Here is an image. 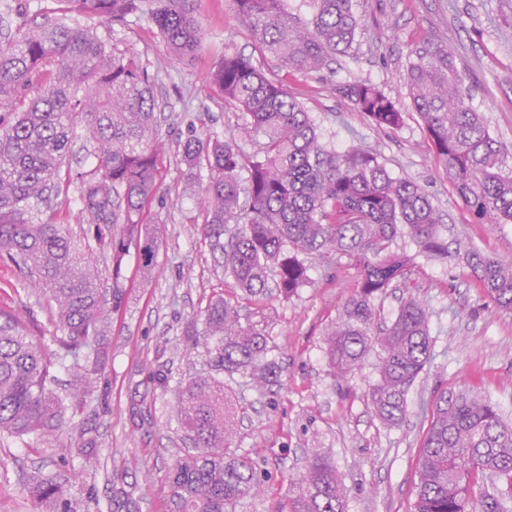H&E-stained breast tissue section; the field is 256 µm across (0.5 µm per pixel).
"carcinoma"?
<instances>
[{
  "label": "carcinoma",
  "mask_w": 512,
  "mask_h": 512,
  "mask_svg": "<svg viewBox=\"0 0 512 512\" xmlns=\"http://www.w3.org/2000/svg\"><path fill=\"white\" fill-rule=\"evenodd\" d=\"M151 20L175 56L197 53L201 31L188 0H156ZM53 24H16L0 42V259L17 265L29 283L56 305L51 357L22 322L0 323V440L34 437L50 446L67 413L90 404L105 385L112 360L111 314L121 308L123 268L135 250L144 276L156 267L160 231L140 222L155 198L158 75L121 51L80 17L122 23L142 0H53ZM239 20L270 56L297 72L327 68L351 49L360 25L354 0H309L312 15L288 11V0H233ZM224 100L246 117L259 137L245 154L232 139L191 123L180 144L187 186L203 188L205 236L224 255V276L241 298L262 305L289 297L311 282L308 256H346L360 269L336 325L327 333L326 356L335 384L347 382L376 353L378 379L367 402L385 425L406 417L407 392L432 357L429 307L410 294L391 324L379 325L388 289L405 283L412 259L393 251L409 236L427 258L448 257L442 216L416 182L392 174L375 149L337 150L321 142L303 104L275 71L251 57L225 53L211 73ZM405 83L426 131L435 165L478 224L512 223V167L472 105L454 53L435 40L415 44ZM377 128L404 123L398 102L377 84L354 80L338 88ZM92 147L95 166L65 168L74 140ZM247 177H241V173ZM76 185L85 236L53 220L51 197ZM108 262L112 288H103L90 251ZM459 261L484 296L512 313V262L478 249ZM265 317L241 320L219 297L188 322L186 335L204 345L209 371L170 385L172 410L189 446L169 467L167 512H233L245 499L264 495L258 462L230 448L238 407L224 391V374H238L261 391L278 382ZM70 380L58 387L56 367ZM96 428L80 429L71 454L95 467ZM410 512H509L512 507V424L490 400L462 389L443 392L433 404L417 460ZM34 512H74L64 485L38 475L24 485ZM345 484L334 463L313 456L292 480L278 512H344ZM109 512H141L135 487L112 481Z\"/></svg>",
  "instance_id": "obj_1"
}]
</instances>
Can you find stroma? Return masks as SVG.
<instances>
[{
	"label": "stroma",
	"mask_w": 512,
	"mask_h": 512,
	"mask_svg": "<svg viewBox=\"0 0 512 512\" xmlns=\"http://www.w3.org/2000/svg\"><path fill=\"white\" fill-rule=\"evenodd\" d=\"M362 30L349 54L319 73L281 69L288 91L310 113L322 140L339 149L376 148L395 175L417 182L438 208L447 229L449 258L419 256L411 238L398 236L393 249L413 257L410 286L430 308L432 358L410 386L407 416L397 426L382 425L365 394L376 379L375 356H368L338 390L325 355V335L358 278L345 256L315 263L311 285L290 298L273 296L263 306L267 331L282 367L277 384L258 392L242 379L224 386L242 408L231 446L256 458L265 476V495L244 500L236 512H274L312 454L329 457L347 488L345 512H408L415 498L419 444L430 423L434 399L444 391H480L512 422V314L498 311L454 255L472 247L512 261V223H474L435 166L423 126L411 109L404 81L408 53L424 39L448 45L472 90L490 133L508 146L512 166V0H355ZM152 0L121 24L83 17L84 26L129 51L159 79L158 194L142 221L162 230V245L151 281H144L137 257H129L125 301L112 314V361L98 400L60 429L53 446L32 439L0 443V512H33L23 491L28 474L43 471L66 482L74 512H108L112 477L125 473L137 485L142 512H164L165 475L183 446L171 412V393L153 380L156 370L184 378L205 372L204 348L183 340L191 317L221 296L242 313L254 306L237 298L222 271L223 257L202 231L198 198L184 192L179 143L188 121L221 137H234L245 153L256 142L242 132L245 120L212 85L211 73L224 53L257 56L253 38L238 20L232 0H190L201 27L195 59L176 60L148 17ZM367 79L405 109L401 128H375L337 92L339 85ZM55 304L48 294L27 288L18 270L0 260V318H20L32 336L54 352ZM95 425L99 435L96 471L82 470L70 454L77 432ZM150 481H142L143 472Z\"/></svg>",
	"instance_id": "stroma-1"
}]
</instances>
